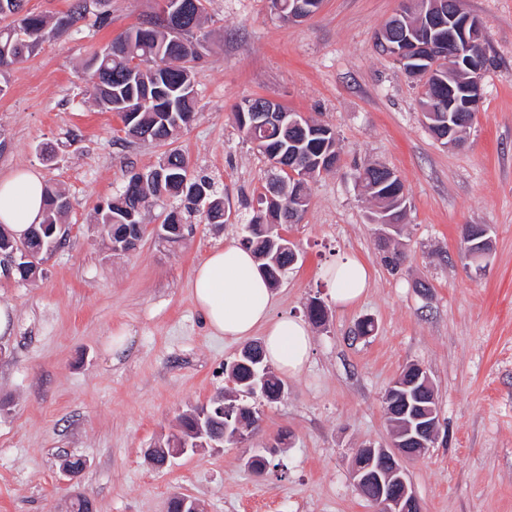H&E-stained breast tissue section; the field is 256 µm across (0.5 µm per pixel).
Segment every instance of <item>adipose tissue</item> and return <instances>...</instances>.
Masks as SVG:
<instances>
[{
  "instance_id": "1",
  "label": "adipose tissue",
  "mask_w": 512,
  "mask_h": 512,
  "mask_svg": "<svg viewBox=\"0 0 512 512\" xmlns=\"http://www.w3.org/2000/svg\"><path fill=\"white\" fill-rule=\"evenodd\" d=\"M44 182L32 170L0 175V225L15 238L24 237L44 213ZM330 299L346 306L370 286L368 268L357 258L342 256L323 276ZM192 298L213 335L242 340L262 331L269 365L279 373H300L309 361L313 338L298 318H272V291L251 250L236 241L213 248L196 266L190 282Z\"/></svg>"
}]
</instances>
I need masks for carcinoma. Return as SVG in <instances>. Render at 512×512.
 <instances>
[{
  "mask_svg": "<svg viewBox=\"0 0 512 512\" xmlns=\"http://www.w3.org/2000/svg\"><path fill=\"white\" fill-rule=\"evenodd\" d=\"M13 0H0V18L11 19V22L0 27V69L5 70L14 64L22 63L35 54L44 37L45 21L42 16L33 12L21 13L12 9H4L3 5ZM198 14L192 18L188 28L171 27L165 23L162 15L154 19L132 26L112 39L106 46L95 52L88 62L95 79V99L102 109L117 113L126 124V134L136 136L142 131H149L147 139L158 143L170 140L178 127L165 124L166 113L176 112L181 126H188L196 117L197 101L194 92L192 63L199 59L197 45L193 41L194 33L199 28L201 17L205 11L206 0H197ZM93 16V25L104 28L110 25L108 11L103 9H87V0H76L68 13L63 15L67 23H56V30L73 27ZM140 59V67L132 70L130 62ZM429 66L434 68L430 84L421 92L420 106L423 111L437 115L435 122L448 127V117L457 115L451 104H463L464 87L467 75L463 71L448 69V60L439 55L430 58ZM262 98L245 99L236 105L233 119L239 131L251 143H257V149L268 160L292 167L309 170L310 178H315L321 171L315 170V159L320 157L325 143L333 142L335 133L328 136H314L309 127L279 129L275 126L258 133L252 132L251 112L255 104ZM162 162L167 164L168 177L161 182L146 184V187L132 188L125 186L120 197L121 204L110 201L97 212L96 223H105V216H111L107 224L106 235L112 247L123 251L134 250L143 237L144 210L149 199L163 196L173 197L180 202L176 208L166 212L159 226L158 237L172 246L181 245L186 239L187 217L198 212L194 203L197 197L206 195L211 202L208 210L202 212L206 223H224L223 194L215 183L206 176L188 174V164L184 156L176 149L169 151ZM382 166L368 165L362 169L365 177L363 187L375 201L379 211L393 214L394 205L392 184L386 183L380 176ZM282 190L277 202L270 203L266 198H259V210L254 213L245 225V235L241 244L252 249L261 256L269 252L273 241L279 236L269 230L272 224H281L288 215V207L300 203L301 198L309 197L308 183L294 182L284 169H279L276 179ZM46 204L44 217L55 224L61 214L70 208L66 193L56 188H45ZM41 227L33 225L22 245L33 255L39 251H47L48 238H40ZM291 255L288 249H279L276 263L262 267L269 283L279 284L280 278L288 272ZM239 364L233 374L235 392L239 399L235 400V414L242 425L249 427L260 419L261 404H274L285 393V384L268 376L257 395L249 394L247 387L252 378L253 364L251 361L238 357ZM220 404L208 407L213 419L208 423L209 433L213 442L224 446V418L216 413ZM198 411L192 410L179 417V434L175 439L183 441L194 439L193 433L198 427Z\"/></svg>",
  "mask_w": 512,
  "mask_h": 512,
  "instance_id": "carcinoma-1",
  "label": "carcinoma"
}]
</instances>
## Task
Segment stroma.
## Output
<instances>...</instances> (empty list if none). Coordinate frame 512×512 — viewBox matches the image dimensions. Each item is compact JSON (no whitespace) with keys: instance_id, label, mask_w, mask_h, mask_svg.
<instances>
[{"instance_id":"1","label":"stroma","mask_w":512,"mask_h":512,"mask_svg":"<svg viewBox=\"0 0 512 512\" xmlns=\"http://www.w3.org/2000/svg\"><path fill=\"white\" fill-rule=\"evenodd\" d=\"M484 26L489 64L465 142L442 146L428 130L421 87L375 47L400 0H322L302 22L281 20L269 0H207L196 36L198 114L173 139L151 144L121 133L97 106L86 64L127 28L154 17L157 0H109L112 23L79 22L0 74V171L29 168L65 190L67 241L34 278H0V305L15 315L0 339V512H69L62 455L87 466L80 491L95 512H167L171 496L202 512H374L355 489L351 458L365 443L391 445L382 398L410 364L428 373L438 439L407 461L422 512H512V0H462ZM266 97L328 125L340 165L309 182L300 223L286 231L299 260L274 290V315L306 318L327 302L314 349L286 392L262 406L258 432L234 448L147 460L176 433L185 411L228 388L224 365L242 348L211 335L189 291L195 266L225 240H241L273 168L233 120L244 99ZM181 151L212 178L234 213L221 226L191 217L186 243L154 232L168 204L154 205L136 250L112 251L97 209L132 170ZM370 163L392 169L408 197L404 263L387 268L372 203L357 181ZM468 224L490 229L482 272L460 250ZM360 258L371 286L355 306L330 304L320 272ZM373 335H355L362 317ZM123 355L107 346L118 329ZM289 435L263 477L246 459Z\"/></svg>"}]
</instances>
